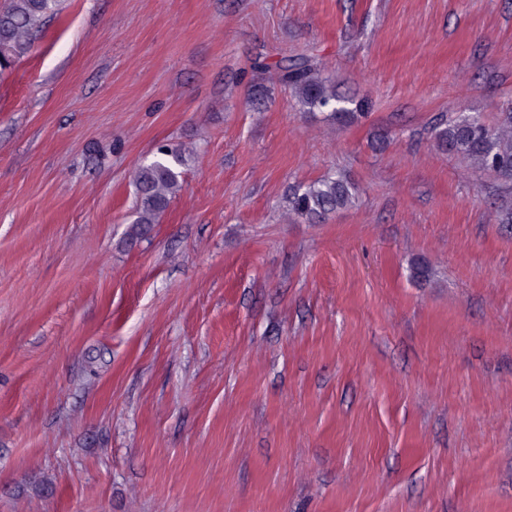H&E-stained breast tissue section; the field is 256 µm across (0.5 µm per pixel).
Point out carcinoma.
I'll return each mask as SVG.
<instances>
[{
  "instance_id": "carcinoma-1",
  "label": "carcinoma",
  "mask_w": 512,
  "mask_h": 512,
  "mask_svg": "<svg viewBox=\"0 0 512 512\" xmlns=\"http://www.w3.org/2000/svg\"><path fill=\"white\" fill-rule=\"evenodd\" d=\"M65 0H10L0 11V70L12 67L30 50L33 38L47 16L62 10ZM276 80L290 88L299 105L327 113L341 124H351L364 115L365 101L340 94L335 83L322 76L313 60L299 57L278 67ZM438 149L456 155L472 166L512 182V103L493 124L477 115H460L433 129ZM185 150L174 144L157 148L153 160L136 175V224H155L181 190ZM356 187L340 177H322L293 188L288 194L289 211L315 222L344 209L355 199Z\"/></svg>"
}]
</instances>
